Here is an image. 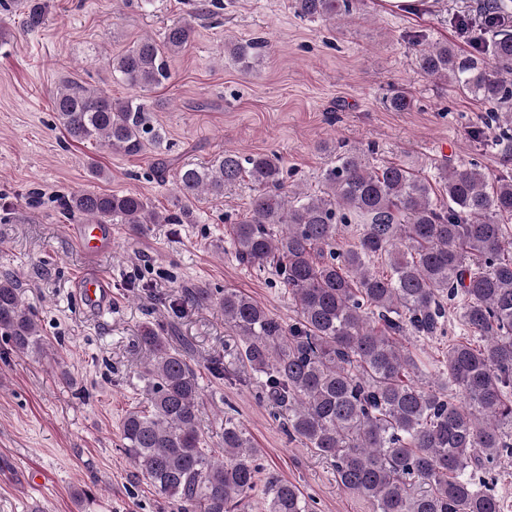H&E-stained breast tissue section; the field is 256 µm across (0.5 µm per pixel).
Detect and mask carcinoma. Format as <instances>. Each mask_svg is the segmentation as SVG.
<instances>
[{"mask_svg":"<svg viewBox=\"0 0 512 512\" xmlns=\"http://www.w3.org/2000/svg\"><path fill=\"white\" fill-rule=\"evenodd\" d=\"M363 0H292L297 16L334 22ZM23 29L47 21L46 0H23ZM469 33L474 56L446 43L424 45L417 64L427 76L482 100L487 118L512 124V5L473 0ZM195 37L191 20L169 25L158 42L144 37L109 60L112 77L140 89L170 78L169 58ZM263 42H224V53L249 66ZM55 112L68 137L96 141L126 156L162 149L165 133L137 96L67 83ZM386 107L409 112L403 89ZM247 179L254 187L249 216L230 225V244L247 268L275 275L296 317L285 323L231 288L214 300L208 288L185 289L180 306L218 305L237 333L230 360L210 372L244 375L277 409L288 436L329 460L341 489L363 497L372 512H502L481 469L512 456V175L494 184L476 162L440 167L439 188L403 164L375 166L357 148L336 151L323 170L321 194L286 195L273 154L226 150L204 165L174 173L175 202L156 210L132 192L88 189L59 198L65 218L127 224L195 223L192 202ZM360 224L354 248L336 250L339 226ZM387 259L388 271L372 269ZM20 282L0 276V334L25 354L43 351L37 315ZM459 305L464 331L478 344L448 345L442 359L419 361L402 343L409 333L432 336L448 307ZM147 357L137 376L145 405L126 414L123 448L155 492L177 512H239L255 489L261 450L245 429L224 417V448L204 447L201 387L183 351L153 326L141 327ZM263 512H311L297 485L270 478Z\"/></svg>","mask_w":512,"mask_h":512,"instance_id":"cac0c4a2","label":"carcinoma"}]
</instances>
